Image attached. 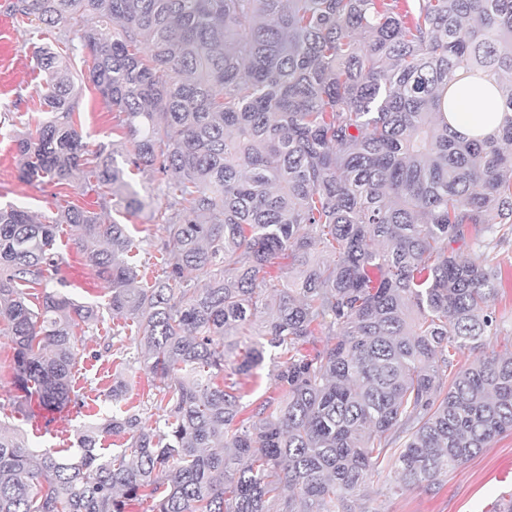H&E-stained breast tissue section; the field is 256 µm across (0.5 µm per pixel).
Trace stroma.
I'll list each match as a JSON object with an SVG mask.
<instances>
[{
	"instance_id": "35a3bbf8",
	"label": "stroma",
	"mask_w": 512,
	"mask_h": 512,
	"mask_svg": "<svg viewBox=\"0 0 512 512\" xmlns=\"http://www.w3.org/2000/svg\"><path fill=\"white\" fill-rule=\"evenodd\" d=\"M36 39L32 27L15 25V58L21 68L12 86L7 91H0V115L15 112L22 122L33 125L44 118L32 58V44ZM78 113L77 124L92 145L111 144L112 110L93 88H84ZM15 136L13 126L0 124V206L25 207L45 219L53 217L59 207L67 204L98 210L99 196L90 188L20 181L14 160ZM73 238V229L61 225L57 245L66 267L77 268L79 272L78 277L67 278V293L82 301L106 302L108 292L104 283L93 277ZM485 257L487 265L502 274V284L490 301L497 317V330L487 340L484 353L489 356L512 351V233L496 236ZM85 341L86 354L73 371L75 389L84 400V407L54 413L52 423L37 428L33 426L27 408L18 400L9 369L10 342L7 337L0 336V425L20 429L29 444L37 449H73L84 422L110 416L112 405L104 399L114 373L113 356L104 350L109 338L105 331L99 330L88 333ZM276 370V352L266 349L263 362L237 378L244 403L260 397L278 396ZM510 462L512 434H504L496 437L489 447L449 470L439 484L428 488L394 490L393 472L387 467L361 489L354 508L356 512H493L498 500L512 495V472L506 469Z\"/></svg>"
}]
</instances>
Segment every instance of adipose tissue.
<instances>
[{
    "label": "adipose tissue",
    "mask_w": 512,
    "mask_h": 512,
    "mask_svg": "<svg viewBox=\"0 0 512 512\" xmlns=\"http://www.w3.org/2000/svg\"><path fill=\"white\" fill-rule=\"evenodd\" d=\"M445 115L449 124L466 137H487L496 133L501 115L495 110L494 89L487 82L471 84L469 89H449Z\"/></svg>",
    "instance_id": "1"
}]
</instances>
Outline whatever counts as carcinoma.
Returning <instances> with one entry per match:
<instances>
[{"label":"carcinoma","instance_id":"obj_1","mask_svg":"<svg viewBox=\"0 0 512 512\" xmlns=\"http://www.w3.org/2000/svg\"><path fill=\"white\" fill-rule=\"evenodd\" d=\"M11 9L73 33L34 47L44 118L15 140L19 179L136 213L130 174L150 171L167 203L150 281L126 224L0 207V335L23 403L78 405L72 370L107 312L120 343L115 409L76 452L0 427V512H354L384 464L399 487H430L512 431V353L454 369L486 346L500 285L459 247L512 224V0ZM76 39L93 60L82 80L115 112L117 140L94 151L75 125ZM480 75L502 122L466 139L444 94ZM62 224L106 304L62 291ZM241 336L258 341L238 374L278 350L280 396L251 409L225 369ZM139 372L146 400L124 407ZM106 435L123 438L110 455Z\"/></svg>","mask_w":512,"mask_h":512}]
</instances>
